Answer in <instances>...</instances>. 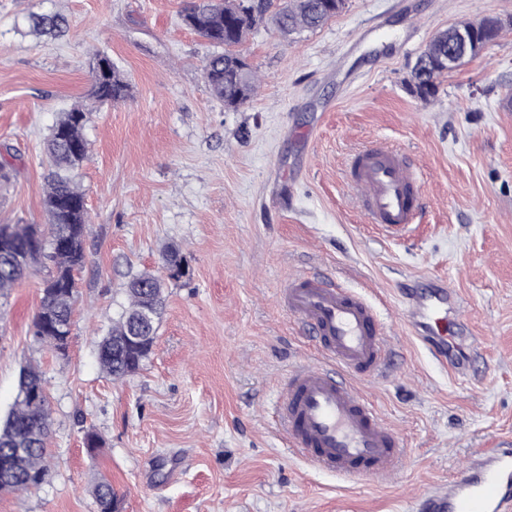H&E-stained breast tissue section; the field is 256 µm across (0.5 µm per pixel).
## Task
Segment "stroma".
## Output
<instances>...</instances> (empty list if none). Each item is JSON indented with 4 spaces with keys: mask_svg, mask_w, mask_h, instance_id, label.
Listing matches in <instances>:
<instances>
[{
    "mask_svg": "<svg viewBox=\"0 0 512 512\" xmlns=\"http://www.w3.org/2000/svg\"><path fill=\"white\" fill-rule=\"evenodd\" d=\"M183 3L0 0V160L17 169L0 187V224H47L43 144L76 104L89 113L76 183L90 220L67 356L32 337L44 270L0 297V419L27 364L52 417L44 482L0 493V512H97L101 479L119 512H415L476 452L512 448V114L496 109L512 90V0H347L313 31L261 25L240 47L257 89L235 111L208 89L213 48L182 24ZM33 11L65 16L66 35L31 32ZM486 17L501 20L498 37L428 99L412 93L429 42ZM96 50L131 84L128 100L93 97ZM374 142L405 150L423 178L420 220L403 235L370 223L348 175ZM172 245L190 274L168 281L140 370L110 379L98 342L130 276L161 274ZM313 274L379 309L386 371L355 387L403 442L392 477L316 471L274 420L289 373L322 361L280 299L289 279ZM428 277L465 299L458 321L481 343L465 377L410 333L402 290Z\"/></svg>",
    "mask_w": 512,
    "mask_h": 512,
    "instance_id": "stroma-1",
    "label": "stroma"
}]
</instances>
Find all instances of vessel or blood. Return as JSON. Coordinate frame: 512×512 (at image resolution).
I'll list each match as a JSON object with an SVG mask.
<instances>
[{
  "instance_id": "b4317fda",
  "label": "vessel or blood",
  "mask_w": 512,
  "mask_h": 512,
  "mask_svg": "<svg viewBox=\"0 0 512 512\" xmlns=\"http://www.w3.org/2000/svg\"><path fill=\"white\" fill-rule=\"evenodd\" d=\"M349 174L371 223L396 230L414 223L422 181L402 150L376 143L353 155ZM280 296L316 336L326 359L321 367H296L277 397L288 446L313 468L353 481L394 473L400 442L353 384L356 377L378 374L387 362L376 307L354 291L308 276L289 279ZM461 303L457 292L435 283L421 284L404 298L413 335L458 376L466 370V353L440 325L453 322ZM423 499L428 512H512V448L474 454L460 476Z\"/></svg>"
}]
</instances>
